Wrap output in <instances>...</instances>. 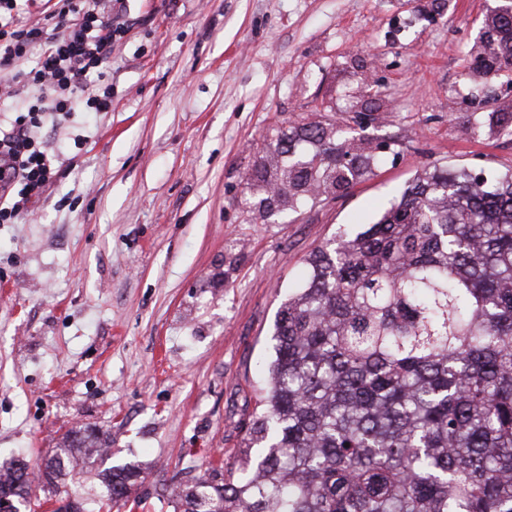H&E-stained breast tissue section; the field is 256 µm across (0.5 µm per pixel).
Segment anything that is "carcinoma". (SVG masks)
I'll use <instances>...</instances> for the list:
<instances>
[{
	"label": "carcinoma",
	"instance_id": "1",
	"mask_svg": "<svg viewBox=\"0 0 512 512\" xmlns=\"http://www.w3.org/2000/svg\"><path fill=\"white\" fill-rule=\"evenodd\" d=\"M472 75L512 74V0L484 16ZM380 156L303 124L266 147L248 188L295 211L372 174ZM280 306L268 385L249 431L261 452L173 496L174 512H512V173L419 175L373 224L325 242ZM111 447L75 427L46 476L93 469ZM112 506L139 478L100 471ZM28 467L0 462L21 512Z\"/></svg>",
	"mask_w": 512,
	"mask_h": 512
}]
</instances>
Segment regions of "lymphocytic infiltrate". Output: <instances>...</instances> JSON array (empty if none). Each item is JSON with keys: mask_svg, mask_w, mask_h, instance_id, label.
I'll return each instance as SVG.
<instances>
[{"mask_svg": "<svg viewBox=\"0 0 512 512\" xmlns=\"http://www.w3.org/2000/svg\"><path fill=\"white\" fill-rule=\"evenodd\" d=\"M37 2L0 0V70L13 71L30 94L28 106L0 113L1 224L31 214L57 179V161L40 140V129L83 106L111 111L112 46L126 32L104 0H54L44 8L43 22L20 24L19 15ZM36 45L42 49L37 66L24 68Z\"/></svg>", "mask_w": 512, "mask_h": 512, "instance_id": "1", "label": "lymphocytic infiltrate"}]
</instances>
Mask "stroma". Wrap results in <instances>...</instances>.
<instances>
[{
	"mask_svg": "<svg viewBox=\"0 0 512 512\" xmlns=\"http://www.w3.org/2000/svg\"><path fill=\"white\" fill-rule=\"evenodd\" d=\"M493 0H116L112 109L40 136L62 167L0 224V460L37 470L73 427L140 476L120 512L231 465L260 409L275 316L326 239L374 223L425 168L512 172V83L466 57ZM299 123L365 128L386 162L269 214L247 188ZM82 147H75V140ZM109 512L96 471L32 498Z\"/></svg>",
	"mask_w": 512,
	"mask_h": 512,
	"instance_id": "1",
	"label": "stroma"
}]
</instances>
